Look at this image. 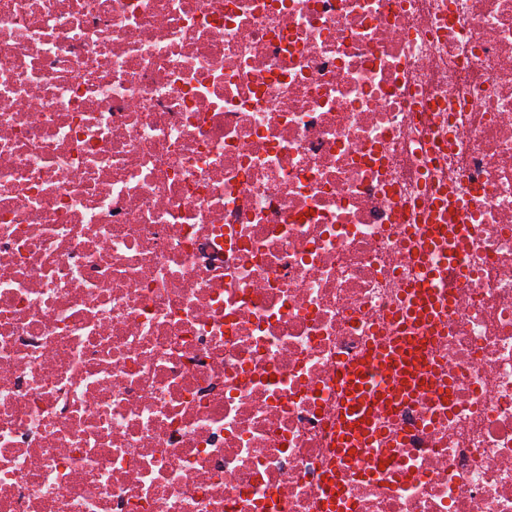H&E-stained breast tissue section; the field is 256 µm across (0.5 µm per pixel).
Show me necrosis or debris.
Instances as JSON below:
<instances>
[{"label": "necrosis or debris", "instance_id": "4bbe7bcc", "mask_svg": "<svg viewBox=\"0 0 512 512\" xmlns=\"http://www.w3.org/2000/svg\"><path fill=\"white\" fill-rule=\"evenodd\" d=\"M445 195L444 398L335 448ZM512 512V0H0V512ZM458 216L448 209V224H425L424 237L428 249L448 247V257L455 258L463 247L465 224H451L458 221Z\"/></svg>", "mask_w": 512, "mask_h": 512}]
</instances>
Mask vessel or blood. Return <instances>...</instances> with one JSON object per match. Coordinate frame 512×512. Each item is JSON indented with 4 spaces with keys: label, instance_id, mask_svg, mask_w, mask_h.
Masks as SVG:
<instances>
[{
    "label": "vessel or blood",
    "instance_id": "obj_1",
    "mask_svg": "<svg viewBox=\"0 0 512 512\" xmlns=\"http://www.w3.org/2000/svg\"><path fill=\"white\" fill-rule=\"evenodd\" d=\"M424 237L428 249H444L453 257L463 246L464 227L452 214L447 223L426 225ZM436 281V274L428 273L423 285L415 289L407 323L433 325L434 313L440 307L434 292ZM432 393L417 343L408 340L389 350L373 351L348 375V399L337 447L351 462H360L374 436L372 419L379 407L408 397L426 398Z\"/></svg>",
    "mask_w": 512,
    "mask_h": 512
}]
</instances>
